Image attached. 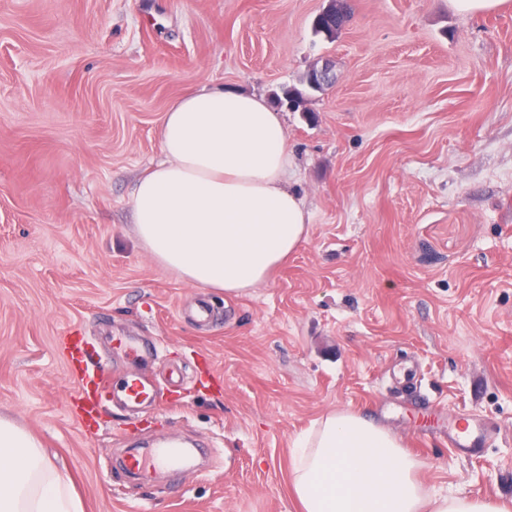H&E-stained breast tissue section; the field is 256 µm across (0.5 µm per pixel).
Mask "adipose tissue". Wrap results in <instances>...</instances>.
<instances>
[{"mask_svg":"<svg viewBox=\"0 0 512 512\" xmlns=\"http://www.w3.org/2000/svg\"><path fill=\"white\" fill-rule=\"evenodd\" d=\"M163 159L132 196L137 238L202 288L239 294L267 281L307 238L310 215L289 187L288 131L265 99L189 90L165 113ZM400 438L348 411L294 443L290 483L302 512H512L480 497L433 495ZM0 512H83L73 479L42 443L0 418Z\"/></svg>","mask_w":512,"mask_h":512,"instance_id":"ef3b65f1","label":"adipose tissue"}]
</instances>
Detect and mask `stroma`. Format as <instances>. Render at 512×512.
<instances>
[{"label":"stroma","mask_w":512,"mask_h":512,"mask_svg":"<svg viewBox=\"0 0 512 512\" xmlns=\"http://www.w3.org/2000/svg\"><path fill=\"white\" fill-rule=\"evenodd\" d=\"M348 2L331 39L327 0H0V416L67 467L84 512H300L293 444L338 409L392 430L433 491L512 501V8ZM326 59L335 83L306 90ZM201 87L274 103L311 215L240 295L137 242L136 179ZM202 301L206 327L179 318ZM73 337L113 388L142 368L157 405L77 424ZM471 411L490 438L465 457L448 423ZM167 441L211 456L153 481L113 466Z\"/></svg>","instance_id":"stroma-1"}]
</instances>
